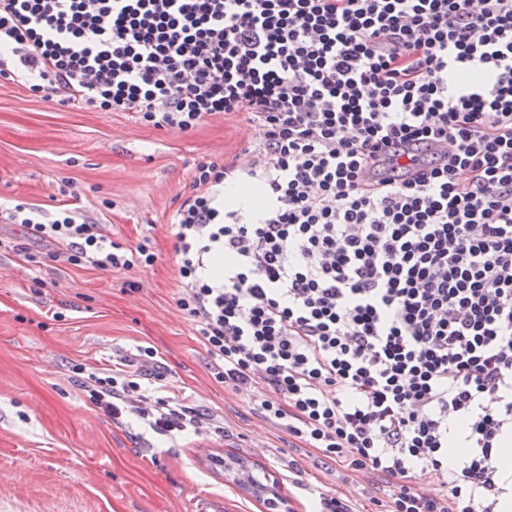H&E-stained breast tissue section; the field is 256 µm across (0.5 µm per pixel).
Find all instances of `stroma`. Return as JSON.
I'll return each mask as SVG.
<instances>
[{
	"label": "stroma",
	"instance_id": "35a3bbf8",
	"mask_svg": "<svg viewBox=\"0 0 512 512\" xmlns=\"http://www.w3.org/2000/svg\"><path fill=\"white\" fill-rule=\"evenodd\" d=\"M253 129L220 114L189 131L135 123L125 112L73 110L54 98L0 82V203H25L41 221L66 202L123 246L148 242L149 268L74 266L39 246L27 260L24 229L0 223V512H267L242 488L245 458L288 501L309 512L311 494L363 512L377 496L368 475L328 467L252 410L249 396L224 390L195 324L179 309L173 215L198 163L242 160ZM151 346L168 395L224 418V436L166 438L132 423L117 426L92 407L69 366H107L116 354ZM297 460L298 470L288 468Z\"/></svg>",
	"mask_w": 512,
	"mask_h": 512
}]
</instances>
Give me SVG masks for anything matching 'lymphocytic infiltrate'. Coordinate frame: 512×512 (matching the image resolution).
Listing matches in <instances>:
<instances>
[{
    "instance_id": "1",
    "label": "lymphocytic infiltrate",
    "mask_w": 512,
    "mask_h": 512,
    "mask_svg": "<svg viewBox=\"0 0 512 512\" xmlns=\"http://www.w3.org/2000/svg\"><path fill=\"white\" fill-rule=\"evenodd\" d=\"M0 79L160 129L244 117L251 161L199 163L173 216L177 304L214 380L298 447L384 477L385 512H499L512 0H0ZM232 182L258 192L250 223L224 203ZM0 220L77 266L157 260L65 206L43 223L0 204ZM71 371L113 422L224 435L143 388L166 378L152 348Z\"/></svg>"
}]
</instances>
